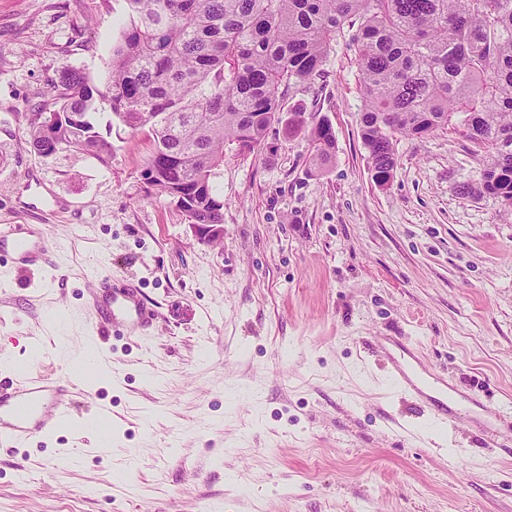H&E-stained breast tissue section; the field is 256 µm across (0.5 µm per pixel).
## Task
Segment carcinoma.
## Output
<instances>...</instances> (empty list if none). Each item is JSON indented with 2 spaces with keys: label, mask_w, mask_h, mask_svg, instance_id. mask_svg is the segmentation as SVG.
I'll use <instances>...</instances> for the list:
<instances>
[{
  "label": "carcinoma",
  "mask_w": 512,
  "mask_h": 512,
  "mask_svg": "<svg viewBox=\"0 0 512 512\" xmlns=\"http://www.w3.org/2000/svg\"><path fill=\"white\" fill-rule=\"evenodd\" d=\"M107 90L80 70L49 86L52 116L27 132L48 156L112 151L93 115L151 140L144 176L193 224L224 223L212 185L235 142L264 141L293 85L321 70L344 27L363 86L362 142L377 184L396 167V134L422 137L455 117L488 160L470 192L512 211V0H126ZM313 165L335 149L329 123L307 129Z\"/></svg>",
  "instance_id": "obj_1"
}]
</instances>
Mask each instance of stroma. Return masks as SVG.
Wrapping results in <instances>:
<instances>
[{"instance_id": "1", "label": "stroma", "mask_w": 512, "mask_h": 512, "mask_svg": "<svg viewBox=\"0 0 512 512\" xmlns=\"http://www.w3.org/2000/svg\"><path fill=\"white\" fill-rule=\"evenodd\" d=\"M125 0H0V224L45 241L0 253V380L71 373V418L0 446V512H512V212L472 194L486 154L452 125L398 137L378 186L360 136L355 51L338 38L283 114L328 120L336 153L272 126L224 148V236L197 241L142 170L151 143L113 126L111 154L33 151L61 72L105 86ZM106 280L140 286L147 334L103 332ZM501 406L441 424L390 383L388 354ZM110 409L112 446L84 447Z\"/></svg>"}]
</instances>
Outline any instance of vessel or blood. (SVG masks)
I'll return each mask as SVG.
<instances>
[{"instance_id":"1","label":"vessel or blood","mask_w":512,"mask_h":512,"mask_svg":"<svg viewBox=\"0 0 512 512\" xmlns=\"http://www.w3.org/2000/svg\"><path fill=\"white\" fill-rule=\"evenodd\" d=\"M22 224L0 225V247H11L18 262L30 261L36 254ZM91 303L101 321L113 334H146L155 313L144 303L140 290L132 284L102 282ZM389 380L400 390L411 393L429 406L435 417L451 424L467 418L468 407L460 404V390L440 374L419 376L407 363L389 362ZM61 382L46 378L0 384V444L15 445L29 439L33 431L47 433L61 420L70 418L71 406L65 402Z\"/></svg>"}]
</instances>
